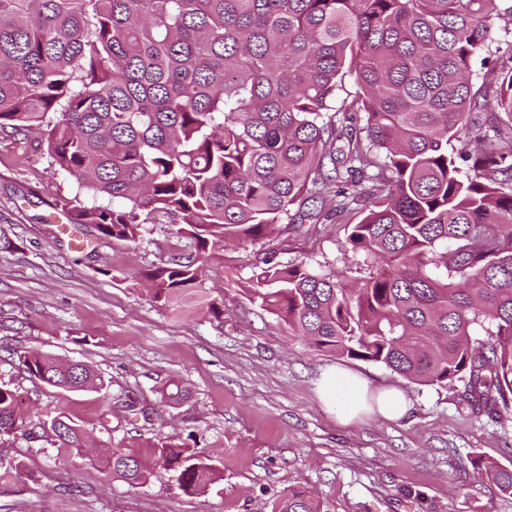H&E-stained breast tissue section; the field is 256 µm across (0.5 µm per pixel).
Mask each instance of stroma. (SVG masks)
<instances>
[{
  "instance_id": "1",
  "label": "stroma",
  "mask_w": 512,
  "mask_h": 512,
  "mask_svg": "<svg viewBox=\"0 0 512 512\" xmlns=\"http://www.w3.org/2000/svg\"><path fill=\"white\" fill-rule=\"evenodd\" d=\"M497 36L472 63V81L512 49V0ZM95 202L68 174L54 170L30 141L0 133V384L18 388L21 413L50 422L65 412L96 447L126 448L151 459L170 437L188 439L223 470L200 494L178 489L155 470L131 487L91 459H73L46 442L0 439V455L20 460L27 476L0 488V512H273L291 488L309 490L321 512H512V495L479 477L474 459L512 465V417L472 411L460 388L418 386L384 366L338 358L287 334L253 305L240 285L253 247L227 246L206 268V285L224 297V318L191 306L171 312L151 301L144 274L190 252L164 224H149L138 243L79 234L58 203ZM349 224L296 225L279 246L281 261L356 277L361 255ZM27 348L86 362L104 385L92 392L44 386L19 363ZM340 365L375 388H397L410 409L400 420L339 422L316 389ZM188 392L162 401L163 386ZM127 393L147 402L150 418L118 412Z\"/></svg>"
}]
</instances>
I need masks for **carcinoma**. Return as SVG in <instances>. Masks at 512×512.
<instances>
[{
    "instance_id": "cac0c4a2",
    "label": "carcinoma",
    "mask_w": 512,
    "mask_h": 512,
    "mask_svg": "<svg viewBox=\"0 0 512 512\" xmlns=\"http://www.w3.org/2000/svg\"><path fill=\"white\" fill-rule=\"evenodd\" d=\"M502 0H0V130L96 197L61 200L71 223L137 243L167 224L194 252L147 273L152 302L197 303L218 243L257 247L248 300L314 349L384 366L418 385L462 384L472 409L512 412V54L471 82ZM351 76L357 92L336 106ZM493 113L487 127L472 115ZM350 216L364 255L353 283L274 242L292 224ZM30 377L65 391L102 386L95 369L16 352ZM0 385V437L42 439L83 457L81 426L50 428ZM104 474L142 485L122 448ZM155 465L178 488L223 480L210 456L165 442ZM473 467L512 494V468ZM0 460V488L21 478ZM274 512H320L288 491Z\"/></svg>"
}]
</instances>
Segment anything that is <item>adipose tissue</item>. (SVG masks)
Segmentation results:
<instances>
[{
  "instance_id": "1",
  "label": "adipose tissue",
  "mask_w": 512,
  "mask_h": 512,
  "mask_svg": "<svg viewBox=\"0 0 512 512\" xmlns=\"http://www.w3.org/2000/svg\"><path fill=\"white\" fill-rule=\"evenodd\" d=\"M319 397L335 405L341 422L351 423L372 415L390 420L403 418L409 403L405 394L395 388L371 391L362 379L350 370L328 369L320 382Z\"/></svg>"
}]
</instances>
